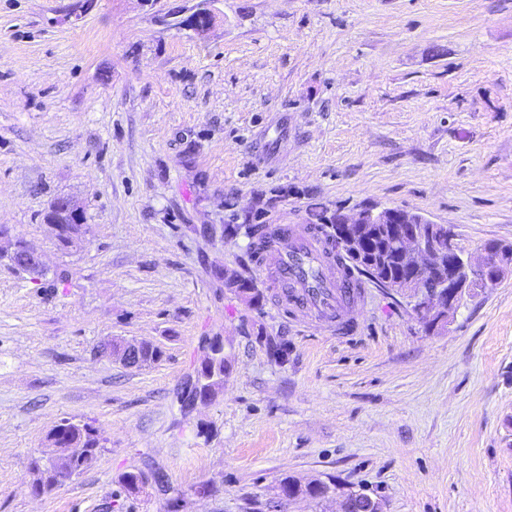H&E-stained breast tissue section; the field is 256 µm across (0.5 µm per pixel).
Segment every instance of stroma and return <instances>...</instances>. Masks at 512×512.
Here are the masks:
<instances>
[{"mask_svg": "<svg viewBox=\"0 0 512 512\" xmlns=\"http://www.w3.org/2000/svg\"><path fill=\"white\" fill-rule=\"evenodd\" d=\"M60 197L85 217L68 250L43 221ZM365 203L455 225L469 253L512 244V0H0V232L48 269L0 259V512H266L287 477L387 512H512V272L430 332L362 279L342 336L284 317L230 229ZM206 336L230 372L186 413ZM111 339L164 355L129 368ZM66 419L101 448L34 495ZM136 471L169 486L128 493ZM208 356L202 361L199 366L184 377L180 395L178 397V403L181 409L185 412L194 410L198 404L206 403L211 401L214 396L209 392L204 391L198 383V372L202 369L209 370L210 364L224 354V341L215 342L212 347L207 349Z\"/></svg>", "mask_w": 512, "mask_h": 512, "instance_id": "35a3bbf8", "label": "stroma"}]
</instances>
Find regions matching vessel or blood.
<instances>
[{"label":"vessel or blood","mask_w":512,"mask_h":512,"mask_svg":"<svg viewBox=\"0 0 512 512\" xmlns=\"http://www.w3.org/2000/svg\"><path fill=\"white\" fill-rule=\"evenodd\" d=\"M258 270L271 287L279 289L282 308L336 324V264L324 241L305 231L283 228L259 261Z\"/></svg>","instance_id":"obj_1"}]
</instances>
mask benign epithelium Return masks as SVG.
Returning a JSON list of instances; mask_svg holds the SVG:
<instances>
[{
	"mask_svg": "<svg viewBox=\"0 0 512 512\" xmlns=\"http://www.w3.org/2000/svg\"><path fill=\"white\" fill-rule=\"evenodd\" d=\"M331 220L336 224L333 234L341 250H348L355 256L360 255L361 250L354 228L362 229L366 224L403 225L399 229L397 256L408 264L412 275L395 284L388 282L386 286L409 297L417 318L432 323L435 329L448 325L464 299L472 296L476 289L495 287L501 280L506 253L498 244H485L476 261L466 258L461 255L454 227L436 224L419 211L362 207L351 214L338 210L331 215ZM207 352V358L182 381L178 403L185 412L213 399L198 383V372L209 369L210 364L224 354V341L214 343ZM87 453L86 448L55 449L49 461L54 465L57 480L63 481L74 474L75 462ZM359 499L368 500L373 512H384L382 500L365 488L343 495V512H350L351 503Z\"/></svg>",
	"mask_w": 512,
	"mask_h": 512,
	"instance_id": "1",
	"label": "benign epithelium"
}]
</instances>
